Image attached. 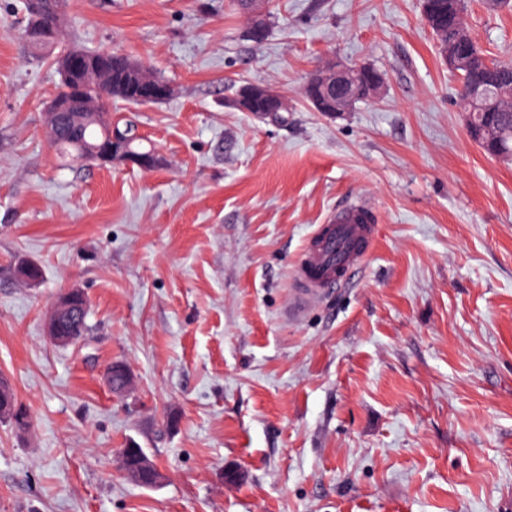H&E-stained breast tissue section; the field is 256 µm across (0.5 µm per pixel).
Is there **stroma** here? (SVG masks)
I'll return each instance as SVG.
<instances>
[{
  "instance_id": "1",
  "label": "stroma",
  "mask_w": 512,
  "mask_h": 512,
  "mask_svg": "<svg viewBox=\"0 0 512 512\" xmlns=\"http://www.w3.org/2000/svg\"><path fill=\"white\" fill-rule=\"evenodd\" d=\"M20 6L0 0V377L29 426L0 420V512H512V160L468 137L422 0H261L259 44L232 0H62L40 52ZM464 24L512 58V10L468 0ZM71 48L171 83L112 103L155 168L58 159L45 112ZM329 62L377 69L380 95L315 111L300 88ZM246 83L288 111L230 108ZM361 201L358 285L291 316L308 239ZM66 288L90 331L59 346ZM129 446L159 487L124 472ZM83 300H85L84 293L77 289L68 290L58 297L47 321V336L54 344L63 345L76 342V336L69 334L61 322L63 317H69ZM127 455H128V449L123 448L121 450V461L124 470L128 474V476L141 484L143 487L146 488H155L158 487L163 483L165 480L164 474L152 463V461L149 458H141L140 466L137 469H129L127 466ZM147 472L150 474V479L147 482H144L142 479V473Z\"/></svg>"
}]
</instances>
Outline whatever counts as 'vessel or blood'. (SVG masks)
Segmentation results:
<instances>
[{
	"label": "vessel or blood",
	"instance_id": "1",
	"mask_svg": "<svg viewBox=\"0 0 512 512\" xmlns=\"http://www.w3.org/2000/svg\"><path fill=\"white\" fill-rule=\"evenodd\" d=\"M375 225L358 205L336 214L309 242L295 269L300 297L315 299L329 289L351 283L365 261Z\"/></svg>",
	"mask_w": 512,
	"mask_h": 512
}]
</instances>
